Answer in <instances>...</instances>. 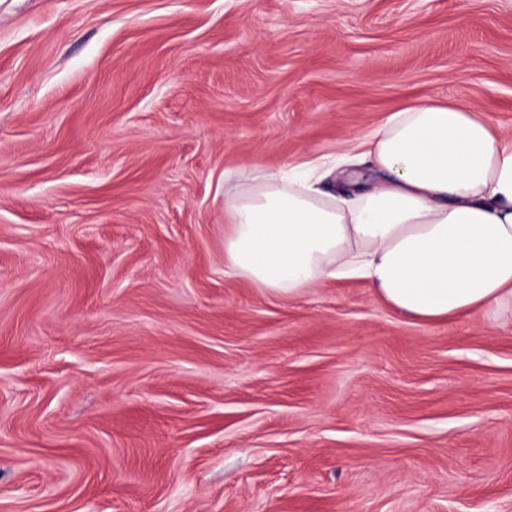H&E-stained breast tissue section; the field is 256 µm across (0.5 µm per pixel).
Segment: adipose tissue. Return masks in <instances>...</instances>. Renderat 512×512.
Instances as JSON below:
<instances>
[{"mask_svg": "<svg viewBox=\"0 0 512 512\" xmlns=\"http://www.w3.org/2000/svg\"><path fill=\"white\" fill-rule=\"evenodd\" d=\"M374 187L337 197L320 157L224 184V272L295 298L361 279L422 321L512 314V136L456 102L410 104L362 142Z\"/></svg>", "mask_w": 512, "mask_h": 512, "instance_id": "adipose-tissue-1", "label": "adipose tissue"}]
</instances>
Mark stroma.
<instances>
[{"label": "stroma", "mask_w": 512, "mask_h": 512, "mask_svg": "<svg viewBox=\"0 0 512 512\" xmlns=\"http://www.w3.org/2000/svg\"><path fill=\"white\" fill-rule=\"evenodd\" d=\"M512 135V0L0 9V512H512V321L224 273V181L405 105Z\"/></svg>", "instance_id": "obj_1"}]
</instances>
